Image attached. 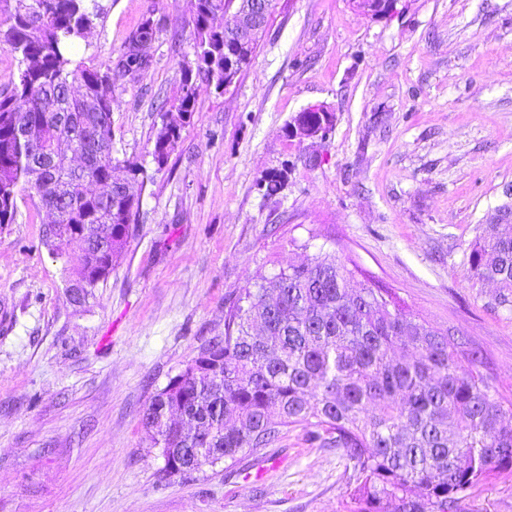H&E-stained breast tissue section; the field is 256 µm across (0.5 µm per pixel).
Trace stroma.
<instances>
[{"mask_svg":"<svg viewBox=\"0 0 512 512\" xmlns=\"http://www.w3.org/2000/svg\"><path fill=\"white\" fill-rule=\"evenodd\" d=\"M76 58L114 67L146 12L137 81L112 89L113 154L142 166L123 260L71 301L29 197L0 224V512H345L346 460L299 428L233 470L169 477L143 409L209 341L257 275L333 253L419 320L463 333L512 391V306L474 277L484 224L512 209V0H278L252 65L200 86L165 165L160 105L193 53L189 0H98ZM318 105L326 138L289 125ZM286 170L266 198L257 183ZM458 512H512V475Z\"/></svg>","mask_w":512,"mask_h":512,"instance_id":"1","label":"stroma"}]
</instances>
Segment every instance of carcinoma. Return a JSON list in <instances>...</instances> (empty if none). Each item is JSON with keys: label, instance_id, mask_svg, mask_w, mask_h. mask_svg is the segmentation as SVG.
<instances>
[{"label": "carcinoma", "instance_id": "cac0c4a2", "mask_svg": "<svg viewBox=\"0 0 512 512\" xmlns=\"http://www.w3.org/2000/svg\"><path fill=\"white\" fill-rule=\"evenodd\" d=\"M193 58L182 63L170 105L191 118L197 82L224 93V34L230 0H190ZM7 23L0 47L20 56L18 73L0 90V224H11L26 194L48 213L64 209L65 229L88 225V245L67 257L73 300L105 281L124 257L139 207L125 184L144 174L112 156V70L71 53L100 17L96 0H0ZM157 32L153 11L129 37L117 73L135 76L149 61L141 46ZM77 121H71V118ZM31 131L22 139L21 130ZM180 139L164 122L154 142L162 164ZM86 160L88 190L71 176ZM271 198L275 172L258 183ZM480 280L496 283L512 305V224H487L469 254ZM413 351L399 358L396 352ZM221 377L198 375L206 360ZM482 356L457 334L416 320L384 288L355 279L336 256L260 275L240 293L224 321V339L204 346L142 413L165 463L183 464L194 449L235 464L276 445L300 427L321 448H336L350 471L348 512H457L462 499L495 475L512 472V399L479 366ZM377 406V411L370 410ZM197 429L181 434L168 411Z\"/></svg>", "mask_w": 512, "mask_h": 512}]
</instances>
